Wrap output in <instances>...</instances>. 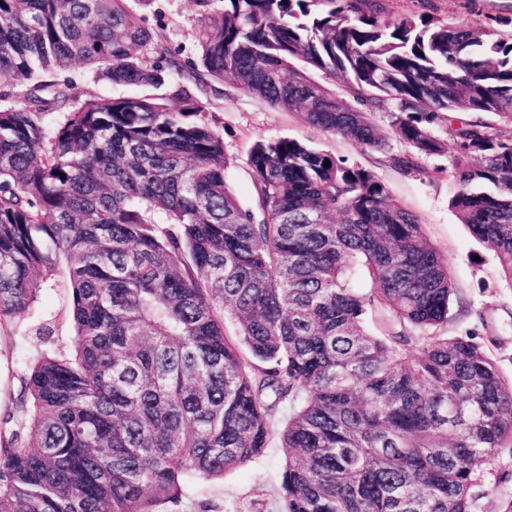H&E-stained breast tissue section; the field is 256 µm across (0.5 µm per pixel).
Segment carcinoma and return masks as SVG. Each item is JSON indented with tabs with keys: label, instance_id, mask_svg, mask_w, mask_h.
I'll list each match as a JSON object with an SVG mask.
<instances>
[{
	"label": "carcinoma",
	"instance_id": "carcinoma-1",
	"mask_svg": "<svg viewBox=\"0 0 512 512\" xmlns=\"http://www.w3.org/2000/svg\"><path fill=\"white\" fill-rule=\"evenodd\" d=\"M196 2L195 80L379 150L369 114L391 106L404 172L446 123L449 206L512 288V36L383 0ZM160 41L127 0H0V75L26 87L0 108V324L63 266L74 329L0 417V512H205L189 485L259 459L285 409L276 512H472L512 445V380L494 340L442 333L456 287L418 216L288 138L256 141L241 205L181 63L144 54ZM74 66L146 92L82 101L46 80Z\"/></svg>",
	"mask_w": 512,
	"mask_h": 512
}]
</instances>
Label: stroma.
Returning a JSON list of instances; mask_svg holds the SVG:
<instances>
[{
	"label": "stroma",
	"instance_id": "stroma-1",
	"mask_svg": "<svg viewBox=\"0 0 512 512\" xmlns=\"http://www.w3.org/2000/svg\"><path fill=\"white\" fill-rule=\"evenodd\" d=\"M128 6L147 27L161 34L160 45L148 51L152 60L171 56L186 68L198 67L195 32L200 8L196 0H129ZM385 6L396 16L428 11L472 27L496 19L502 34H512V0H432L427 6L421 0H385ZM57 80L71 82L75 92L99 97L121 98L140 92L136 86L96 79L79 67L59 74ZM190 90L224 140V153L230 162L224 178L242 205L252 206L257 201L248 158L255 141L261 138L298 140L348 165L370 170L386 183L393 196L419 216L425 237L448 263L457 295L450 306L447 335L498 337L495 359L503 376L512 378V289L502 280L494 253L459 222L448 205L454 192L448 162L455 146L446 126L435 128L436 137L445 142L444 151L423 158L421 171L406 174L390 162L391 155L408 150L407 144L391 135V111L372 115L373 122L390 135L386 149L379 151L323 132L298 113L272 107L228 81L206 79L191 84ZM69 305L70 290L60 273L40 292L29 313L0 325V414L13 409L20 394V379L37 356L49 349L71 347ZM44 323L54 331L51 339L38 334ZM282 458L279 439H272L264 456L251 466L228 471L220 480L195 481L190 489L192 497L209 512H275ZM474 494L472 512H512V447L499 450L481 474Z\"/></svg>",
	"mask_w": 512,
	"mask_h": 512
}]
</instances>
